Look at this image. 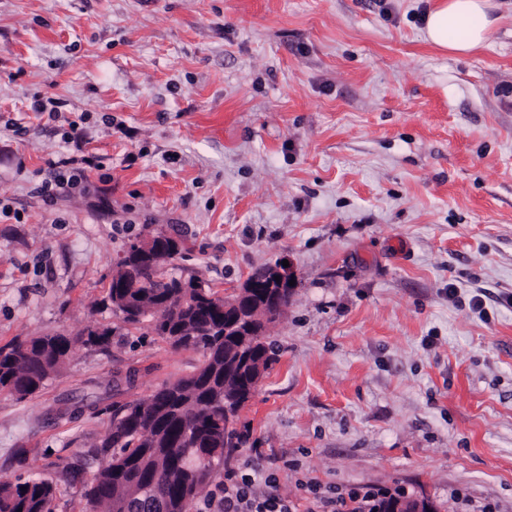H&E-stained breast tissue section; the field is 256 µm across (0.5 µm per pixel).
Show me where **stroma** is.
Returning <instances> with one entry per match:
<instances>
[{"label": "stroma", "instance_id": "35a3bbf8", "mask_svg": "<svg viewBox=\"0 0 512 512\" xmlns=\"http://www.w3.org/2000/svg\"><path fill=\"white\" fill-rule=\"evenodd\" d=\"M435 2L0 0V346L114 331L0 395V480L52 479L80 512L113 402L200 365L102 304L159 233L221 296L298 274L234 460L300 512L362 485L512 512V0L464 57L426 42ZM64 153L97 166L45 197Z\"/></svg>", "mask_w": 512, "mask_h": 512}]
</instances>
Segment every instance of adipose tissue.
Returning <instances> with one entry per match:
<instances>
[{
    "instance_id": "adipose-tissue-1",
    "label": "adipose tissue",
    "mask_w": 512,
    "mask_h": 512,
    "mask_svg": "<svg viewBox=\"0 0 512 512\" xmlns=\"http://www.w3.org/2000/svg\"><path fill=\"white\" fill-rule=\"evenodd\" d=\"M495 23L489 0H438L425 22L427 41L452 55L481 47Z\"/></svg>"
}]
</instances>
